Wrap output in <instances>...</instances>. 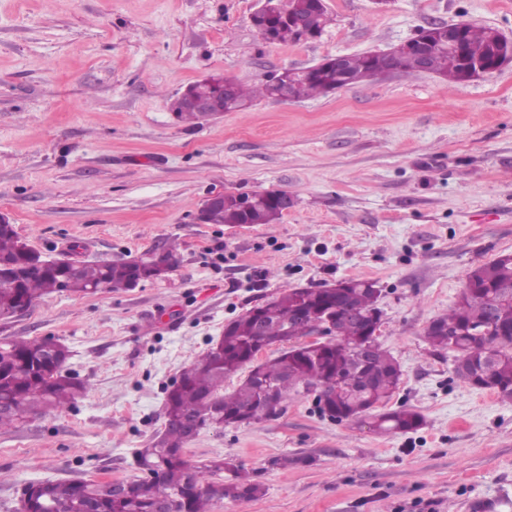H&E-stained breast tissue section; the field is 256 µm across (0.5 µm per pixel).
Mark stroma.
<instances>
[{
  "mask_svg": "<svg viewBox=\"0 0 512 512\" xmlns=\"http://www.w3.org/2000/svg\"><path fill=\"white\" fill-rule=\"evenodd\" d=\"M314 41L272 44L257 0H0V211L50 257L172 250L162 280L55 293L0 321L51 338L88 390L0 430V512L43 481H123L164 426L166 390L227 323L282 288L374 281L398 360L389 408L424 417L378 435L313 397L279 418L208 430L184 457H224L267 487L212 512H512V402L457 379L424 331L477 266L512 253V65L462 84L389 72L324 96L259 98L189 126L170 105L211 74L253 86L336 54L385 51L433 23L512 39V0H325ZM282 190L274 224L198 219L216 191ZM288 469L274 466L281 455Z\"/></svg>",
  "mask_w": 512,
  "mask_h": 512,
  "instance_id": "stroma-1",
  "label": "stroma"
}]
</instances>
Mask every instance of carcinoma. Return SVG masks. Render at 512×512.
<instances>
[{
    "label": "carcinoma",
    "mask_w": 512,
    "mask_h": 512,
    "mask_svg": "<svg viewBox=\"0 0 512 512\" xmlns=\"http://www.w3.org/2000/svg\"><path fill=\"white\" fill-rule=\"evenodd\" d=\"M322 32L328 23L325 4L300 10ZM433 73L448 84L464 82L456 56L448 51L443 35L429 33ZM302 41L295 24L285 18L273 21L274 43ZM464 51L471 60L487 61L493 53L489 27L465 24ZM351 80L357 84L386 69L403 74L420 72L418 56L404 48L390 55L351 54L345 57ZM336 71L329 61L317 69L297 74L291 93L297 100L330 92ZM275 82L268 80L245 88L221 75H210L188 86L187 93L171 106L176 119L196 125L203 115L189 104L192 99L211 101L223 112L243 107L252 97H275ZM281 191L254 194L245 210L233 201L209 213L211 224H273L283 216L277 200ZM175 265L167 251L142 267L131 261L85 263L77 271L32 265V255L13 229L0 230V315L10 314L24 303L56 292L93 294L102 289L126 288L135 275L163 279ZM379 290L367 280H350L348 287L330 291L324 287L285 288L263 302V328H257L246 310L224 328V335L179 374L180 383L165 399L163 431L137 453L139 465L149 477L127 482V490L115 494L94 481H57L38 484L28 497L26 512H47L52 504L64 512H155L161 500H169L175 512H211L213 501L248 502L266 493L254 471L232 460L218 458L201 466L185 460L183 449L194 426L199 430L259 422L279 417L289 403L302 396L303 385L323 386L318 398L322 414L336 421L366 424L379 434H406L418 430L422 415L413 408L385 410L401 382L397 360L372 336V317L378 310ZM334 316V331L309 348L302 339L313 323ZM425 339L435 351L452 357L455 376L472 387L490 389L512 401V254L475 268L459 301L448 313L431 320ZM288 345L264 362L253 363L263 346ZM67 348L56 344L47 352L38 338L0 341V428H9L47 408L64 409L83 394L88 384L65 369ZM246 369L247 376L233 391L224 392V381ZM268 384L274 398L260 396Z\"/></svg>",
    "instance_id": "1"
}]
</instances>
